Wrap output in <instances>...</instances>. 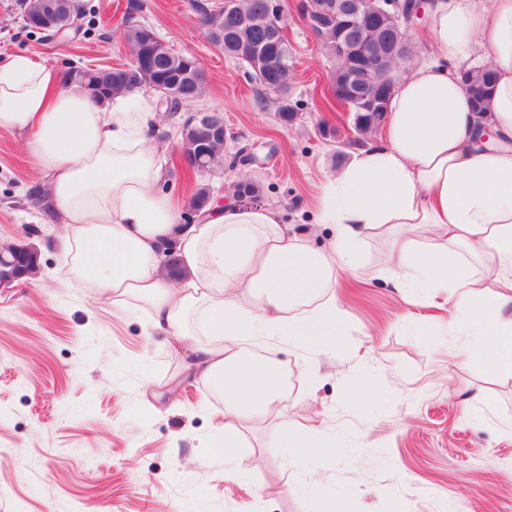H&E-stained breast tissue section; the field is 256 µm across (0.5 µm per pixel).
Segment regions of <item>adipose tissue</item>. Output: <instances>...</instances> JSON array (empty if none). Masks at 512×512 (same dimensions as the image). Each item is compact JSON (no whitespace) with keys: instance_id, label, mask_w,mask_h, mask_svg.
<instances>
[{"instance_id":"ef3b65f1","label":"adipose tissue","mask_w":512,"mask_h":512,"mask_svg":"<svg viewBox=\"0 0 512 512\" xmlns=\"http://www.w3.org/2000/svg\"><path fill=\"white\" fill-rule=\"evenodd\" d=\"M428 60L393 92L384 137L319 188L315 224L289 232L268 205L211 204L180 221L157 188L163 155L153 134L156 95L92 102L62 89L58 70L26 54L0 64V125L21 131L64 217L61 263L69 279L149 325L187 352L186 370L224 402L216 447L233 459L244 428L279 420L288 368L250 350L273 338L332 350L342 334V272L384 238L380 258L397 287L448 289V321L465 335L457 361L485 358L512 374V0H430ZM496 76L473 111L461 65L476 48ZM184 274H167V254ZM321 415L283 428L280 447L309 462L330 453Z\"/></svg>"}]
</instances>
